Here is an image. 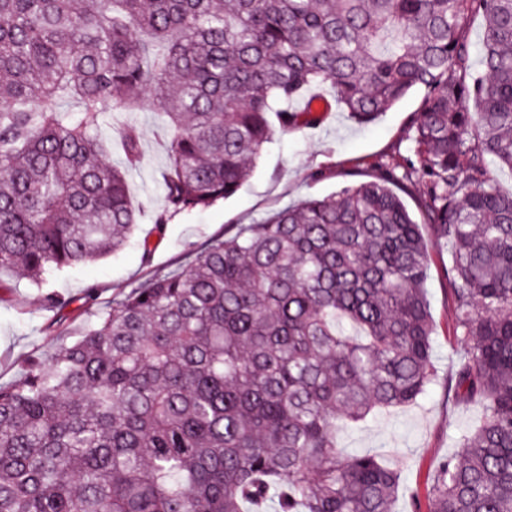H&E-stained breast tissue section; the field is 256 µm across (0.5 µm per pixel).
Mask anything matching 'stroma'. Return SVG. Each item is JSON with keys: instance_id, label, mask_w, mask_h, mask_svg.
Instances as JSON below:
<instances>
[{"instance_id": "35a3bbf8", "label": "stroma", "mask_w": 512, "mask_h": 512, "mask_svg": "<svg viewBox=\"0 0 512 512\" xmlns=\"http://www.w3.org/2000/svg\"><path fill=\"white\" fill-rule=\"evenodd\" d=\"M320 95L332 103L311 126L276 133L267 144L251 176L231 198L214 205L172 216L156 230V210L163 197L162 172L166 165L167 131L150 100L131 112L104 116L100 134L112 144V161L122 164L120 130L138 127L142 161L128 174V192L134 204L143 205L141 220L121 251L65 272H48L44 289L0 272V385L18 378L29 355H43L54 343L74 341L89 321L71 316L57 322L46 308L43 292L80 297L97 285L100 305L144 284L153 274L177 268L185 255L196 252L211 238L233 235L244 225L306 197H324L346 183L376 179L377 162L409 156L414 136V116L423 89L412 90L390 110L369 124L358 123L349 112L334 106L331 86ZM153 243L151 255L140 246L143 237ZM426 288L434 318V353L439 380L417 402L370 416L340 435L341 447L350 454L382 455L398 464L403 484L395 512H412L413 497H426L432 464L451 454L459 432L478 424L479 406L449 397L446 379L455 360L449 282L446 274L449 246L430 241Z\"/></svg>"}]
</instances>
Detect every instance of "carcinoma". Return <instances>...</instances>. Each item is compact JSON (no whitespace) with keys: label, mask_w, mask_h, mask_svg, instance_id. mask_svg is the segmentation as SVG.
<instances>
[{"label":"carcinoma","mask_w":512,"mask_h":512,"mask_svg":"<svg viewBox=\"0 0 512 512\" xmlns=\"http://www.w3.org/2000/svg\"><path fill=\"white\" fill-rule=\"evenodd\" d=\"M483 20V73L467 28ZM361 123L412 89L414 158L307 197L95 307L82 335L0 385V512H392L402 472L349 455L346 425L438 379L421 225L451 247L460 364L483 417L414 512H512V0H0V270L120 250L139 223L103 117L146 90L169 129L155 224L233 196L273 135L324 108ZM62 97L75 109L60 106ZM419 170L420 217L391 184Z\"/></svg>","instance_id":"obj_1"}]
</instances>
